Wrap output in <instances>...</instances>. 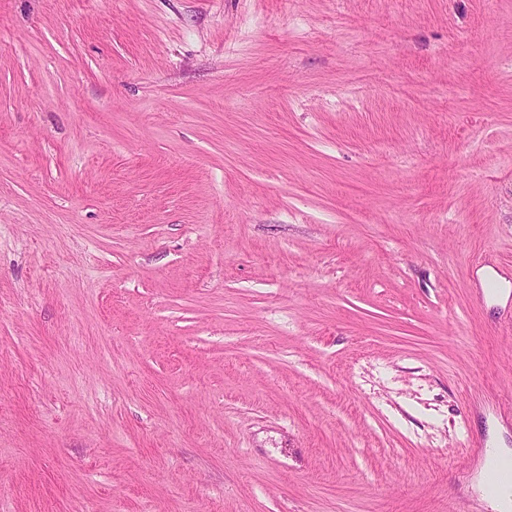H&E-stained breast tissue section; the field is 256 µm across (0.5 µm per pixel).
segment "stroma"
I'll list each match as a JSON object with an SVG mask.
<instances>
[{"instance_id":"obj_1","label":"stroma","mask_w":512,"mask_h":512,"mask_svg":"<svg viewBox=\"0 0 512 512\" xmlns=\"http://www.w3.org/2000/svg\"><path fill=\"white\" fill-rule=\"evenodd\" d=\"M498 398L512 0H0V512H494Z\"/></svg>"}]
</instances>
